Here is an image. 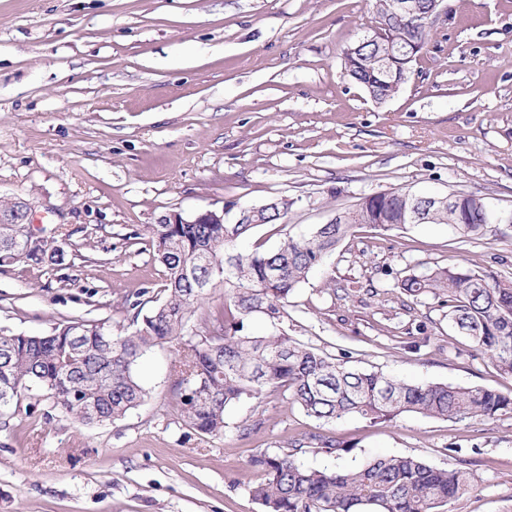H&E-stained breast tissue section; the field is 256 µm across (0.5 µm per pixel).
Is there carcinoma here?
<instances>
[{
    "mask_svg": "<svg viewBox=\"0 0 512 512\" xmlns=\"http://www.w3.org/2000/svg\"><path fill=\"white\" fill-rule=\"evenodd\" d=\"M373 0L376 24L368 36L349 44L346 76L377 104L392 99L412 62L392 57L389 48H425L431 0ZM483 199L461 196L453 207H435L429 224H448L466 237L484 231ZM410 197L396 190L364 203L353 224H317L299 234L285 232L272 250L241 252L235 242L250 224H153L148 227L155 260L162 267L163 299L129 334H112L102 324L79 321L48 335H0V418L20 408L37 386L51 411L83 425L123 418L145 399L135 368L155 346L181 343L174 367L183 424L210 436L224 433L225 413L235 404L267 392L288 391L306 416L331 425L351 415L390 422L404 413L441 420H491L512 414V395L479 386L435 382L413 384L378 372L354 369L320 354L285 330L253 334L245 323L258 314L278 318L289 297L313 269L352 235L356 224L382 230L405 229ZM21 224H0V268L16 264L50 266L65 260L66 239L27 246ZM219 279L224 305L209 316L205 334H187L194 304ZM395 287L413 298L443 295L448 322L512 375V282L478 272L437 268L410 275ZM259 472L252 498L264 512H441L473 486L466 463L437 468L417 456L381 455L343 470L306 468L295 453H260L251 459Z\"/></svg>",
    "mask_w": 512,
    "mask_h": 512,
    "instance_id": "1",
    "label": "carcinoma"
}]
</instances>
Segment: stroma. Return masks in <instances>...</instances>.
<instances>
[{"mask_svg":"<svg viewBox=\"0 0 512 512\" xmlns=\"http://www.w3.org/2000/svg\"><path fill=\"white\" fill-rule=\"evenodd\" d=\"M446 3L400 92L379 105L345 76L342 54L373 25L370 0H0V199H25L35 226L68 238L63 265L0 270V334L77 320L133 330L161 288L144 231L172 212L288 199L283 224L237 241L250 252L384 191L512 210V0ZM448 266L512 281V224L476 239L445 224L360 226L283 317L248 327L360 370L510 395L512 375L449 328L440 298L396 287ZM182 350L144 354L147 396L110 424L47 416L31 393L33 414L0 426V512H262L252 457L311 433L346 450L304 446V467L467 459L474 485L444 512H512V415L324 425L271 392L230 408L223 435H199L178 411Z\"/></svg>","mask_w":512,"mask_h":512,"instance_id":"obj_1","label":"stroma"}]
</instances>
